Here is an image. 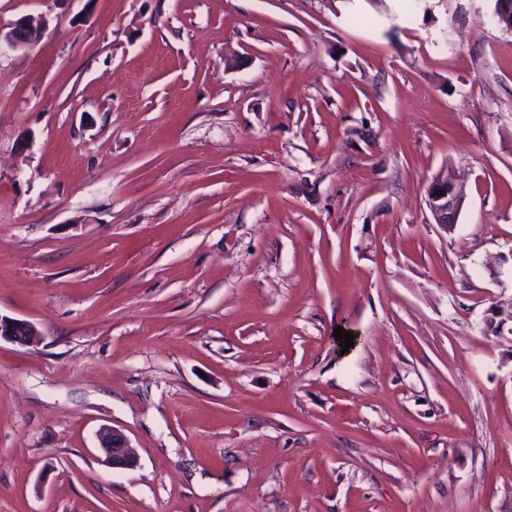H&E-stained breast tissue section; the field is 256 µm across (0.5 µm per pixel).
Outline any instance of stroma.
Here are the masks:
<instances>
[{"label":"stroma","mask_w":512,"mask_h":512,"mask_svg":"<svg viewBox=\"0 0 512 512\" xmlns=\"http://www.w3.org/2000/svg\"><path fill=\"white\" fill-rule=\"evenodd\" d=\"M494 8L0 0V512H512ZM30 19L20 20L14 24L10 31L2 33L0 31V50L2 45L5 44L12 49H20L30 45L33 38L37 35L33 34V29L28 23ZM465 201L462 186L448 167L437 173L427 188V206L436 224L451 227ZM39 336L41 334L32 322L0 314V340L28 346L37 342ZM100 445L106 460L114 469H131L137 457L129 439L120 431L103 427L99 432Z\"/></svg>","instance_id":"stroma-1"}]
</instances>
